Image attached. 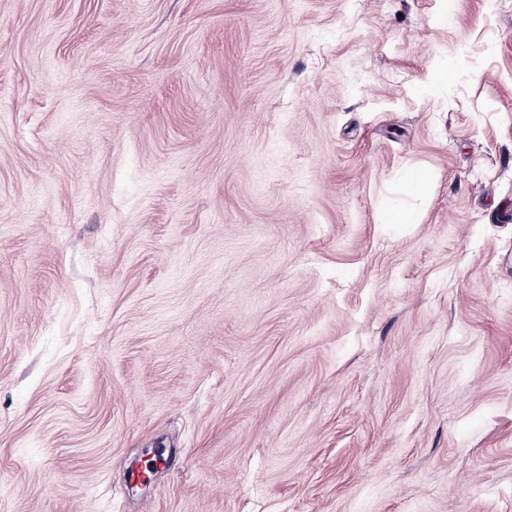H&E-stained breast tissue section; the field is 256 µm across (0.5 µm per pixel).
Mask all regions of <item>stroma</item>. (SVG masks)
I'll list each match as a JSON object with an SVG mask.
<instances>
[{"instance_id":"obj_1","label":"stroma","mask_w":512,"mask_h":512,"mask_svg":"<svg viewBox=\"0 0 512 512\" xmlns=\"http://www.w3.org/2000/svg\"><path fill=\"white\" fill-rule=\"evenodd\" d=\"M0 512H512V0H0Z\"/></svg>"}]
</instances>
